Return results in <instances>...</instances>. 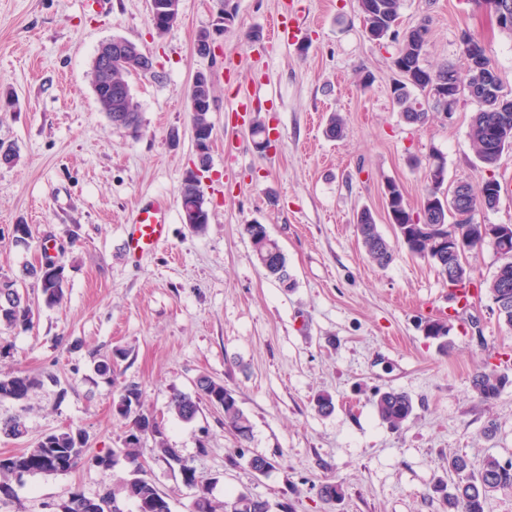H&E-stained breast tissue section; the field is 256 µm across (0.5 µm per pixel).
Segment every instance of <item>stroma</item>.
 Listing matches in <instances>:
<instances>
[{"mask_svg":"<svg viewBox=\"0 0 512 512\" xmlns=\"http://www.w3.org/2000/svg\"><path fill=\"white\" fill-rule=\"evenodd\" d=\"M276 21L297 39H270ZM424 22V67H463L462 37L471 34L512 92V36L493 13L471 0H403L399 32ZM203 30L214 55L196 51ZM113 38L154 61L153 71L126 77L142 115L136 137L112 125L91 83L96 51ZM396 49L367 38L358 0H180L178 22L161 35L148 0H0V142L18 151L12 165L0 164V277L20 278L49 243L68 279L62 303L40 307L32 327L0 328L11 347L0 373L56 378L27 405L0 401L1 418L22 414L28 428L19 441L0 437V453L70 427L84 431L89 454L119 448L125 422L113 401L134 383L144 413L211 480L219 502L243 492L272 512H449L457 480L449 457L464 456L474 472L490 455L512 460V385L486 402L470 384L476 368L512 359V330L485 289L498 254L487 244L469 257L480 289L459 310L428 260L403 249L378 266L357 235L356 215L367 208L393 238L385 184L402 185L419 210L435 151L446 187L500 183L498 205L477 210L476 223L512 224V150L491 167L476 160L469 124L480 105L466 95L452 118L434 111L425 125L404 121L392 94ZM199 71L214 84L213 141L204 174L210 223L195 233L181 219L180 185L196 161L189 89ZM242 99L247 112H233ZM334 113L346 123L335 140L324 134ZM256 121L276 133L270 151L253 146ZM152 198L169 204V239L134 261L124 226L136 202ZM253 222L279 242L294 287L263 274L243 232ZM16 224L30 225V248L11 244ZM20 288L40 294L30 279ZM451 308L443 354L422 325ZM118 348L127 356L112 378L98 376L95 356ZM202 375L235 392L249 441L210 408L190 423L169 413L172 390L194 392ZM390 389L414 402L397 429L373 407L375 392ZM323 392L335 404L328 416L313 408ZM256 455L272 461L267 474L250 468ZM129 472L121 459L107 471L84 463L29 476L0 496V512H53L71 492L95 496ZM147 476L172 512H190L196 491L179 474L153 460ZM328 479L344 491L333 504L319 496Z\"/></svg>","mask_w":512,"mask_h":512,"instance_id":"obj_1","label":"stroma"}]
</instances>
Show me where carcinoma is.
<instances>
[{
  "instance_id": "1",
  "label": "carcinoma",
  "mask_w": 512,
  "mask_h": 512,
  "mask_svg": "<svg viewBox=\"0 0 512 512\" xmlns=\"http://www.w3.org/2000/svg\"><path fill=\"white\" fill-rule=\"evenodd\" d=\"M402 0H359L364 31L368 38L383 40L395 32ZM426 24L406 32L398 42L396 61L399 67L413 73V80H400L393 88L394 103L406 122L413 124L425 122L428 112L423 103L415 96L414 90L424 91L427 85L443 80V89H448V67L442 66L435 71L423 67L425 54ZM465 77L471 78L469 85L475 87V96L482 108L471 119L469 139L475 157L483 164L492 166L506 149H512V98L503 93V86L485 87L478 84L473 72L472 56L465 55ZM144 71L152 69V62L145 57L136 56L128 61L112 66V85H99L97 74H92V84L96 99L104 106L130 109L124 128L135 134L140 129L141 116L139 103L135 102L129 91L124 75L138 66ZM395 194L393 206L405 215L404 222L395 225L396 242L386 239L378 230L371 211H366L367 220L357 225L362 247L368 258L379 266L389 265L395 258L396 245H403L411 254L431 261L439 266L440 251L435 249L439 235H464L473 232L471 224L473 213L480 207L493 209L496 197L488 184H483L479 193L464 186L463 203L448 202V208L438 212L427 211L409 213V207L401 186L389 182ZM455 223H448V218ZM417 223H412V219ZM243 232L249 238L258 265L265 274L284 284L283 271L288 269L284 251L278 241L270 236L263 224H246ZM501 264L487 283L486 288L495 304L498 320L512 329V249L499 252ZM25 276L36 279L41 289L42 303L53 307L64 296L67 277L65 272L57 275L41 273L36 266L25 268ZM34 303L22 302L18 280L0 279V326L7 328H28L35 316ZM126 357V352L117 349L109 355H101L95 362V371L101 377H112V365ZM56 381L49 375H32L25 372H12L0 376V400H10L24 404L45 384ZM512 383L505 371L495 368L481 370L473 374L471 387L484 401L492 402L499 398L504 388ZM194 393L175 390L168 401V410L184 423L193 422L202 411V405L208 404L224 414V425L239 439L248 440L252 435L249 418L239 407L235 394L224 383L212 377H198ZM374 408L378 417L389 426L397 428L413 412L411 398L404 392L390 390L376 393ZM119 417L127 421V438L123 447L118 449L125 459L134 466L132 477L121 481L119 488H105L96 497L90 498L80 491H74L69 498L56 505V512H106L108 502L118 503L117 495L134 502L137 512H171L169 503L158 486L144 477L142 449L150 447L151 458L165 462L169 468L178 472L181 481H193L197 489L192 512H216V505L210 497L211 481L195 477L196 469L186 463L178 450L171 447L161 431L149 430V416L141 410V391L135 384H126L121 388L116 404ZM28 429L23 417L19 415L0 419V436L20 440L26 437ZM87 440L80 429L52 432L44 435L34 447L22 448L9 455L8 462L0 460V490L5 488V496L13 494L10 480L21 481L25 476L37 474H66L85 461ZM448 470L458 476L454 493L448 496L451 512H485L490 495L498 490L512 489V460L503 462L495 456L487 457L478 473L470 471L467 459L456 455L448 458ZM268 501L248 494L240 493L224 502V512H270Z\"/></svg>"
}]
</instances>
